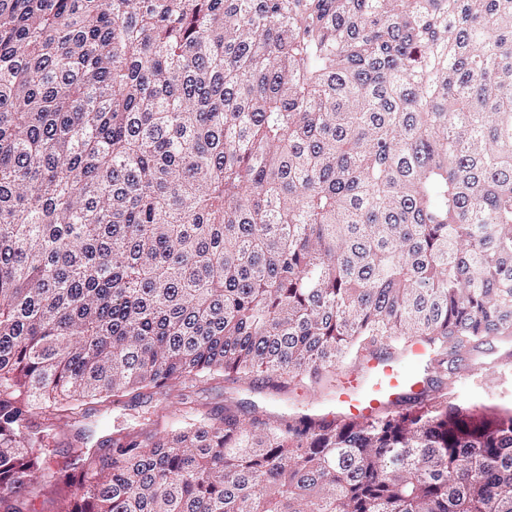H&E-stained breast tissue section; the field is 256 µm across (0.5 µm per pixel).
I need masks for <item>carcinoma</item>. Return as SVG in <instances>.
Wrapping results in <instances>:
<instances>
[{
    "mask_svg": "<svg viewBox=\"0 0 512 512\" xmlns=\"http://www.w3.org/2000/svg\"><path fill=\"white\" fill-rule=\"evenodd\" d=\"M512 336V0H0V503L45 429ZM56 512H512V408H229Z\"/></svg>",
    "mask_w": 512,
    "mask_h": 512,
    "instance_id": "cac0c4a2",
    "label": "carcinoma"
}]
</instances>
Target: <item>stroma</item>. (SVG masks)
I'll return each mask as SVG.
<instances>
[{"label": "stroma", "instance_id": "stroma-1", "mask_svg": "<svg viewBox=\"0 0 512 512\" xmlns=\"http://www.w3.org/2000/svg\"><path fill=\"white\" fill-rule=\"evenodd\" d=\"M454 392L473 405L512 407V337L497 338L467 355L453 376ZM335 388H323L310 380H294L277 390L260 379L236 384L217 377L205 382L185 379L172 388L142 391L118 401L90 405L85 414L56 422L46 440L47 470L34 472L28 491L16 505L21 512H53L63 493L62 480L70 474L74 451L85 454L89 471H97L112 460V436L123 430L134 433L145 418L159 428H171L183 419L181 400L215 415L232 405L243 415L270 418L293 413L335 415L338 411Z\"/></svg>", "mask_w": 512, "mask_h": 512}]
</instances>
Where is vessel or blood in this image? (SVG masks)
Listing matches in <instances>:
<instances>
[{
	"label": "vessel or blood",
	"instance_id": "vessel-or-blood-1",
	"mask_svg": "<svg viewBox=\"0 0 512 512\" xmlns=\"http://www.w3.org/2000/svg\"><path fill=\"white\" fill-rule=\"evenodd\" d=\"M427 348L415 340L407 341L395 356H374L362 372L348 375L336 390V404L345 413L372 417L390 408L408 394L421 391L415 375L404 373L402 364L429 363Z\"/></svg>",
	"mask_w": 512,
	"mask_h": 512
}]
</instances>
